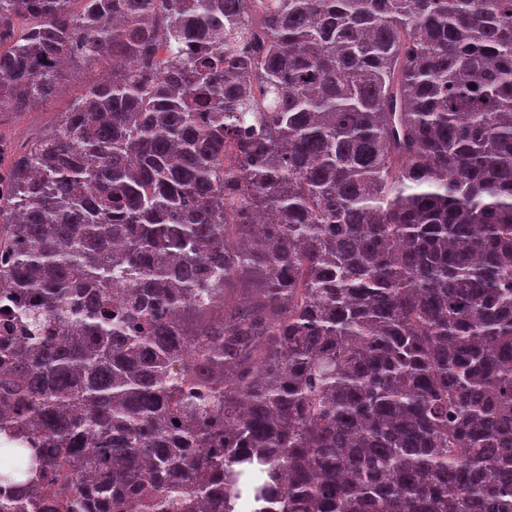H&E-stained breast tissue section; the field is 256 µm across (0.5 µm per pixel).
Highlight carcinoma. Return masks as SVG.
I'll use <instances>...</instances> for the list:
<instances>
[{
  "label": "carcinoma",
  "mask_w": 512,
  "mask_h": 512,
  "mask_svg": "<svg viewBox=\"0 0 512 512\" xmlns=\"http://www.w3.org/2000/svg\"><path fill=\"white\" fill-rule=\"evenodd\" d=\"M0 512H512V0H0ZM100 64H80L72 68L62 86V92L51 101L37 104L28 112L3 113L0 116V133L11 143V153L3 159V168H8L16 157L31 144L34 138L51 132L59 123L62 112H66L72 102L79 98L85 88L107 73Z\"/></svg>",
  "instance_id": "carcinoma-1"
}]
</instances>
